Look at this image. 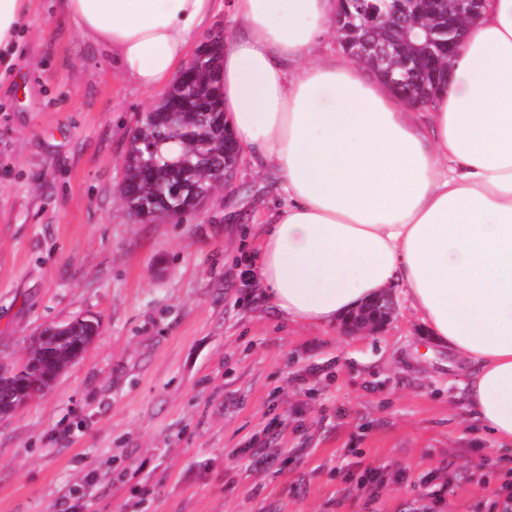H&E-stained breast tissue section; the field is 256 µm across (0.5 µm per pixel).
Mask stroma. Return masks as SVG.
<instances>
[{
	"label": "stroma",
	"mask_w": 512,
	"mask_h": 512,
	"mask_svg": "<svg viewBox=\"0 0 512 512\" xmlns=\"http://www.w3.org/2000/svg\"><path fill=\"white\" fill-rule=\"evenodd\" d=\"M156 93L52 0L0 53V363L78 316L98 336L0 417V512H512V446L404 301L375 334L290 324L245 273L287 201L243 157L179 224L119 189Z\"/></svg>",
	"instance_id": "35a3bbf8"
}]
</instances>
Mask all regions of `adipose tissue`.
<instances>
[{"label":"adipose tissue","instance_id":"obj_1","mask_svg":"<svg viewBox=\"0 0 512 512\" xmlns=\"http://www.w3.org/2000/svg\"><path fill=\"white\" fill-rule=\"evenodd\" d=\"M214 0H60L119 73L164 91ZM224 118L287 202L252 275L288 321L333 328L388 289L463 360L471 418L512 444V0H487L431 109L349 57L314 59L336 0H230ZM300 63L289 74V63Z\"/></svg>","mask_w":512,"mask_h":512}]
</instances>
